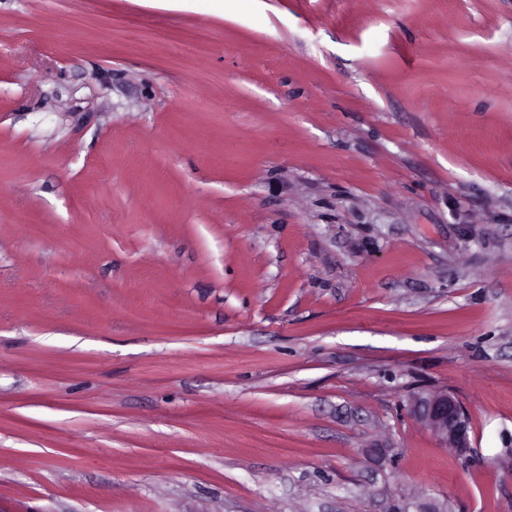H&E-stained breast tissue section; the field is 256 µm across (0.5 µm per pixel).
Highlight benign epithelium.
<instances>
[{
	"label": "benign epithelium",
	"mask_w": 512,
	"mask_h": 512,
	"mask_svg": "<svg viewBox=\"0 0 512 512\" xmlns=\"http://www.w3.org/2000/svg\"><path fill=\"white\" fill-rule=\"evenodd\" d=\"M414 410L419 419L445 444L465 455L471 448L469 419L459 404L446 392L422 395L415 400Z\"/></svg>",
	"instance_id": "benign-epithelium-1"
}]
</instances>
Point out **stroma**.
Here are the masks:
<instances>
[{"mask_svg":"<svg viewBox=\"0 0 512 512\" xmlns=\"http://www.w3.org/2000/svg\"><path fill=\"white\" fill-rule=\"evenodd\" d=\"M431 504L512 512V0H0V512ZM419 419L445 444L465 455L471 448L469 419L448 392H434L416 398L414 404Z\"/></svg>","mask_w":512,"mask_h":512,"instance_id":"1","label":"stroma"}]
</instances>
